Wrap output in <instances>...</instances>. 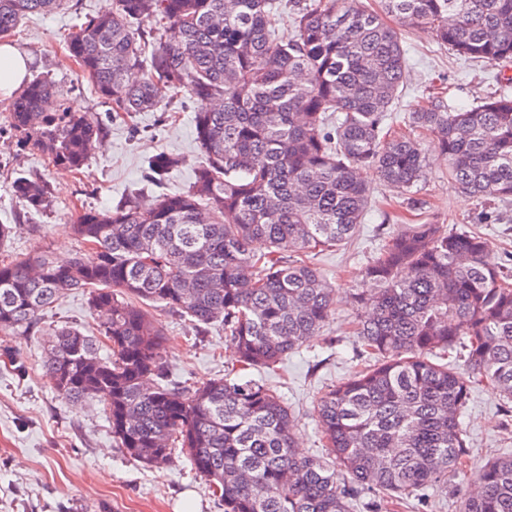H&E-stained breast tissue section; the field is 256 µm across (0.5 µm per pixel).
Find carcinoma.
I'll use <instances>...</instances> for the list:
<instances>
[{
  "label": "carcinoma",
  "instance_id": "carcinoma-1",
  "mask_svg": "<svg viewBox=\"0 0 512 512\" xmlns=\"http://www.w3.org/2000/svg\"><path fill=\"white\" fill-rule=\"evenodd\" d=\"M380 2L398 26L351 0H115L67 38V58L114 112L153 110L162 87L191 99L200 161L178 193L138 190L77 214L73 231L95 258L1 262L0 335L26 334L69 292L88 291L97 335L65 326L48 341L56 390L101 401L112 439L144 466L184 457L224 512H352L366 492L418 507L458 478L479 487L458 512H512V455L471 466L462 421L475 384L512 403V258L482 235L429 216L385 237L355 293L354 334L375 363L316 400L323 456L296 453L294 416L263 383L229 372L171 385L165 333L147 310L197 329L219 323L243 368H270L330 323L333 288L310 256L363 223V169L414 210L434 148L454 188L512 199L511 88L464 109L434 96L408 114L419 138L388 128L407 77L400 28L461 57L511 61L512 0ZM66 4L0 0V39ZM288 6L285 35L278 9ZM8 111L19 145L56 169L81 170L103 138L45 78L26 82ZM180 164L157 152L146 177L159 183ZM12 195L41 210L51 186L20 177Z\"/></svg>",
  "mask_w": 512,
  "mask_h": 512
}]
</instances>
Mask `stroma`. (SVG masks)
<instances>
[{
  "label": "stroma",
  "instance_id": "stroma-1",
  "mask_svg": "<svg viewBox=\"0 0 512 512\" xmlns=\"http://www.w3.org/2000/svg\"><path fill=\"white\" fill-rule=\"evenodd\" d=\"M102 0H69L65 10L32 15L10 41L30 59V77L51 78L72 110L103 123L104 138L87 165L76 174L49 165L40 153L17 147L9 122L8 102L0 99V224L10 235L0 240V258L44 253L67 260L88 257L89 246L72 234L70 225L85 209H107L131 190L174 193L189 184L199 161L194 142L193 103L164 88L151 112L129 117L113 111L95 94L90 81L67 58L65 40L80 16L102 12ZM408 50L409 79L392 120L404 134L408 112L429 105L427 88L441 83L459 107L504 87L512 77V61L488 64L463 59L436 44L426 32L403 29ZM161 150L182 157L162 185L146 182L145 157ZM371 211L352 243L316 256L315 264L336 290L335 314L322 337L289 354L275 370L256 372V379L278 390L296 416L299 451L319 453L321 443L313 405L328 386L344 381L364 366L351 333L356 307L351 294L381 240L395 231L407 211L397 188L384 184L374 171ZM19 177H43L52 185V202L42 211L26 210L10 191ZM423 212L448 227L485 234L495 253L512 252V202L497 203L503 220L482 221L485 206L455 189L448 167L437 152L427 155V176L418 194ZM166 334L165 357L171 381L188 386L223 376L235 365V353L221 326L195 331L178 314L156 311ZM73 326L95 332L97 321L83 291L69 293L49 309L27 335L0 336V512H99L107 500L111 512H179L184 496H192L197 512H224V502L206 490L203 480L185 461L150 470L118 448L106 420L104 405L95 399L78 402L59 394L46 373L42 355L53 329ZM463 426L481 464L512 453V413L491 387L473 390Z\"/></svg>",
  "mask_w": 512,
  "mask_h": 512
}]
</instances>
